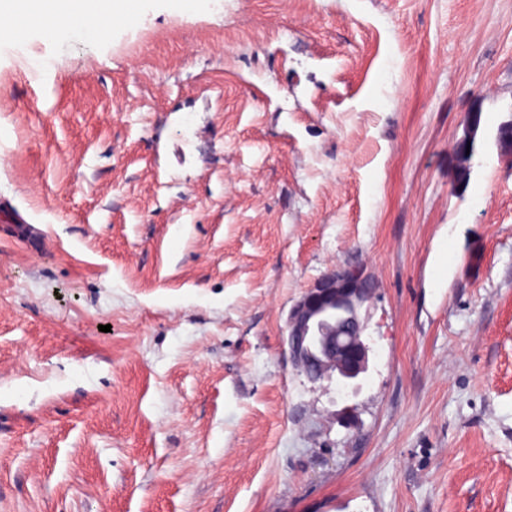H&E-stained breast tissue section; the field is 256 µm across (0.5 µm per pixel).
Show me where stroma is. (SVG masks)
Here are the masks:
<instances>
[{
    "label": "stroma",
    "mask_w": 512,
    "mask_h": 512,
    "mask_svg": "<svg viewBox=\"0 0 512 512\" xmlns=\"http://www.w3.org/2000/svg\"><path fill=\"white\" fill-rule=\"evenodd\" d=\"M336 265L346 389L286 343ZM0 512H512V0L0 42ZM369 284L361 268L344 267L305 290L288 316V353L296 371L313 381L335 376L344 387L367 373L360 309L370 297Z\"/></svg>",
    "instance_id": "obj_1"
}]
</instances>
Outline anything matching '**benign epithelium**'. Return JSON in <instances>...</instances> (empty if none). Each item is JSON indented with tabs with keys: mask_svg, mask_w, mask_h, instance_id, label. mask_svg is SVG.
Here are the masks:
<instances>
[{
	"mask_svg": "<svg viewBox=\"0 0 512 512\" xmlns=\"http://www.w3.org/2000/svg\"><path fill=\"white\" fill-rule=\"evenodd\" d=\"M370 281L359 267L335 268L305 290L288 316L292 367L316 381L336 378L344 386L369 369L360 309Z\"/></svg>",
	"mask_w": 512,
	"mask_h": 512,
	"instance_id": "7a95c632",
	"label": "benign epithelium"
}]
</instances>
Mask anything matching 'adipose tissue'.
<instances>
[{"mask_svg": "<svg viewBox=\"0 0 512 512\" xmlns=\"http://www.w3.org/2000/svg\"><path fill=\"white\" fill-rule=\"evenodd\" d=\"M141 0H7L0 5V35L18 32L22 18L47 42L95 40L139 11Z\"/></svg>", "mask_w": 512, "mask_h": 512, "instance_id": "ef3b65f1", "label": "adipose tissue"}]
</instances>
